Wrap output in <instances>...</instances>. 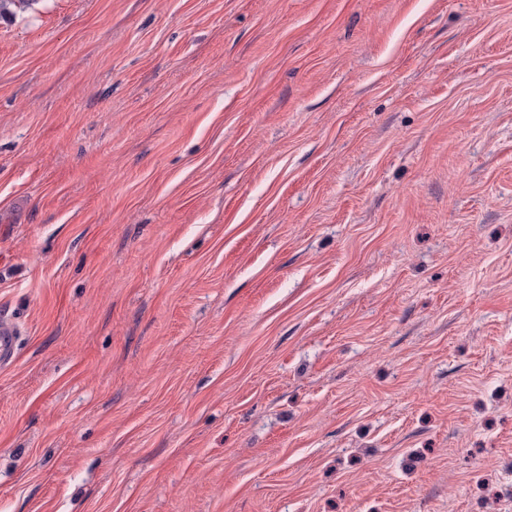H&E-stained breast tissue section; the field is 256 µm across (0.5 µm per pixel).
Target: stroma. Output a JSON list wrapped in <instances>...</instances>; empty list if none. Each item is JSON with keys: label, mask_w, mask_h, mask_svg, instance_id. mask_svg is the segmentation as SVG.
Returning a JSON list of instances; mask_svg holds the SVG:
<instances>
[{"label": "stroma", "mask_w": 512, "mask_h": 512, "mask_svg": "<svg viewBox=\"0 0 512 512\" xmlns=\"http://www.w3.org/2000/svg\"><path fill=\"white\" fill-rule=\"evenodd\" d=\"M0 512H512V0L0 20ZM21 332L10 319L0 318V366L7 368L17 359Z\"/></svg>", "instance_id": "obj_1"}]
</instances>
